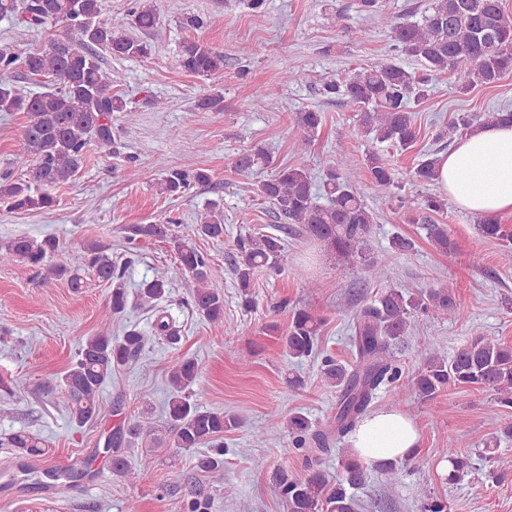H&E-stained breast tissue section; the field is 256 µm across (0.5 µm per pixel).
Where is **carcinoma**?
Instances as JSON below:
<instances>
[{
  "instance_id": "1",
  "label": "carcinoma",
  "mask_w": 512,
  "mask_h": 512,
  "mask_svg": "<svg viewBox=\"0 0 512 512\" xmlns=\"http://www.w3.org/2000/svg\"><path fill=\"white\" fill-rule=\"evenodd\" d=\"M360 5L377 25L389 28L398 51L422 66V72L417 73L385 61L323 84L325 95L355 108L361 130L378 143H388L401 151L416 143L419 130L412 105L428 99L434 77L451 72L458 92L466 93L476 84L493 87L512 71V13L504 10L501 0H431L421 19L402 22L391 20L380 0H360ZM102 13L103 0H0V17H12L28 29H62L60 34H50L46 48L24 56L11 44L0 42V112L26 115L21 131L23 150L14 158V164L25 169L26 175L0 181V203L12 211L35 212L54 207L56 200L45 188L79 174L92 145L118 153L112 113L122 112L130 118L133 112L127 110L123 98L112 94V77L103 66L100 52L125 58L152 55L156 46L129 31H153L159 15L154 0H130L123 14L110 19H102ZM178 62L185 71L208 77L224 70V52L187 40L181 46ZM19 70L44 91L32 94L11 83L8 76ZM197 108L204 112L224 111L223 92L212 89L200 98ZM295 120L304 140L309 142L322 127L323 115L308 109L296 113ZM480 126V119L461 116L441 129L437 140L451 141L458 131L470 133ZM267 164L269 155L259 148L240 157L235 167L249 179L255 169ZM436 165L437 153L425 154L414 169L412 183L434 182ZM363 174L377 189L395 183L392 168L376 152L366 155L361 164L346 157L327 166L319 185L314 183L303 156L259 181L258 196L286 223L275 234L258 233L237 240L230 265L243 306L249 308L253 304L250 288L256 273L263 270L273 276L280 272L285 250L283 235L291 224L301 225L309 238L341 257L344 273L363 267L376 279L391 278V253L409 251L413 242L396 235L391 240V250L370 249L368 237L375 216L357 188ZM210 181L208 163L202 156L190 169H169L158 188L160 193L178 198ZM475 224L482 238L503 243L506 259L512 258L511 224H502L494 216H478ZM426 229L439 251L450 258L455 255L448 225L428 224ZM196 232L210 240L224 239V211L219 204L208 205L200 214ZM125 233L131 245L146 238L171 244L191 306L208 323L224 325V294L210 287L209 259L180 238L172 221L131 224ZM61 252L60 241L55 237L18 236L0 242V266L20 261L39 273L44 271L67 280L75 291L85 287V276L91 274L112 287L104 321L110 324L112 318L126 313L129 291L125 269L112 260L109 245L90 243L53 261ZM167 294L169 282L156 276L138 285L137 300L153 308ZM455 308V296L444 287L414 294L390 288L355 313L351 336L355 365L348 367L329 355L322 357L320 365L324 380L339 392L334 418L338 437L357 428L382 385L392 386L398 399L412 396L423 403L433 401L450 385H470L492 393L490 404L499 418L500 435L494 443H485L484 452L488 459L494 458L497 443L512 438L511 345L474 336L448 357L426 341L422 348L424 364L407 382L402 380V371L390 355L392 347L413 339L414 318H438L451 314ZM325 322V317L312 310L292 308L288 328L282 333L288 358L301 361L318 355ZM163 336L171 337L170 322L159 315L151 336L131 327L120 336L109 332L88 337L62 379L71 422L82 427L96 419L101 411L100 393L112 381V372L137 360L154 339ZM198 377L199 365L193 359H181L172 365L165 405L167 426L159 428L150 421L135 419L112 432L107 442V448L112 450V473L133 474L125 449L137 444L184 452L202 448L204 454L197 458V469L207 473L224 470V429L237 426V421L222 412L204 410L194 402L190 387ZM289 430L293 447L302 453L305 473H276L277 493L288 512H357L353 490L366 483L368 466L347 454L341 459L340 476H332L318 468V459L313 457L315 453L330 452L329 435L314 429L301 414L290 418ZM4 445L31 458L45 456L48 448L43 436L25 429L10 434ZM441 459L450 465L446 475L450 484L471 468L470 457L458 448L441 449ZM180 488L176 482L165 484L160 498L179 496L178 512H213L215 498L209 490L192 487L181 495ZM422 500V512H448V500L442 497L425 490Z\"/></svg>"
}]
</instances>
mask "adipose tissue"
Segmentation results:
<instances>
[{"label":"adipose tissue","instance_id":"obj_1","mask_svg":"<svg viewBox=\"0 0 512 512\" xmlns=\"http://www.w3.org/2000/svg\"><path fill=\"white\" fill-rule=\"evenodd\" d=\"M436 183L456 206L475 215L512 210V126L487 125L439 154ZM420 442L409 416L382 410L366 417L350 437L354 455L365 462L402 459Z\"/></svg>","mask_w":512,"mask_h":512}]
</instances>
